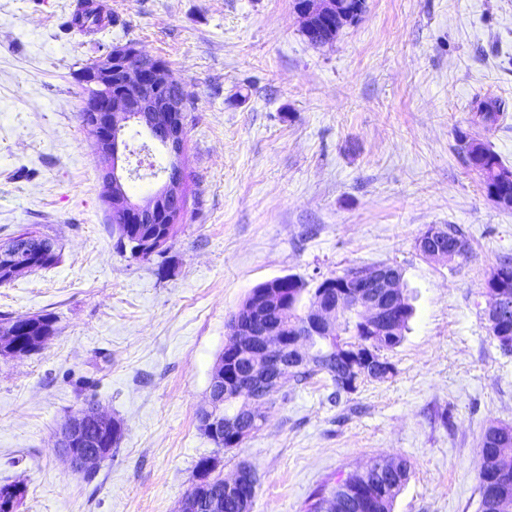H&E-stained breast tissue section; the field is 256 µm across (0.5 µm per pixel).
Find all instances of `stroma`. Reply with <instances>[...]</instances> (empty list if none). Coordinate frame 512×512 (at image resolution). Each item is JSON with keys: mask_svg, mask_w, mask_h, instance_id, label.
<instances>
[{"mask_svg": "<svg viewBox=\"0 0 512 512\" xmlns=\"http://www.w3.org/2000/svg\"><path fill=\"white\" fill-rule=\"evenodd\" d=\"M73 0H0V241L60 240L58 264L0 285V315H52L37 351L0 353V487L14 512H176L204 457L250 464L252 512H303L374 459L410 466L392 512H480L485 429L512 425V353L488 334L485 282L512 257V209L488 196L460 136L512 169V0H366L329 45L295 0H102L111 34L64 35ZM136 42L165 61L192 110L182 224L161 254L116 247L74 73L90 43ZM501 99L492 132L476 102ZM460 226L466 257L415 247ZM400 269L415 316L384 382L333 403L327 375L287 382L236 448L198 427L230 319L257 285L308 288L352 268ZM94 401L122 436L90 475L55 449Z\"/></svg>", "mask_w": 512, "mask_h": 512, "instance_id": "1", "label": "stroma"}]
</instances>
